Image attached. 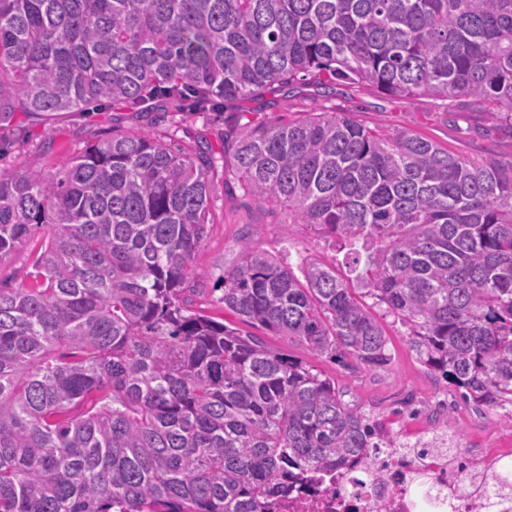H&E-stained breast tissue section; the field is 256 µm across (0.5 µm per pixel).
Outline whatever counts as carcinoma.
Masks as SVG:
<instances>
[{
	"mask_svg": "<svg viewBox=\"0 0 512 512\" xmlns=\"http://www.w3.org/2000/svg\"><path fill=\"white\" fill-rule=\"evenodd\" d=\"M307 77L512 123V0H0V129ZM219 171L365 259L299 278L245 245L225 309L376 369L383 308L421 363L512 413V159L344 112L255 125L218 156L114 133L51 173L0 167V260L43 240L31 283L0 287V512H260L289 473L393 445L310 365L189 308Z\"/></svg>",
	"mask_w": 512,
	"mask_h": 512,
	"instance_id": "cac0c4a2",
	"label": "carcinoma"
}]
</instances>
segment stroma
<instances>
[{
    "instance_id": "stroma-1",
    "label": "stroma",
    "mask_w": 512,
    "mask_h": 512,
    "mask_svg": "<svg viewBox=\"0 0 512 512\" xmlns=\"http://www.w3.org/2000/svg\"><path fill=\"white\" fill-rule=\"evenodd\" d=\"M301 112H347L364 126L405 127L470 158L512 159V124L491 120L469 103L461 101L450 109L444 101L427 95L392 96L349 84L323 89L301 81L290 91L268 90L253 100L228 103L211 112L187 109L174 118H161L155 129L172 145L206 143L218 151L225 137ZM147 123V118L132 110L103 105L37 125L19 113L10 129L0 131V165L55 170L88 143L110 136L112 130L135 133ZM209 209L213 222L196 254L191 299L193 309L215 320L228 325L238 322L220 298L224 271L237 264L243 245L276 253L294 268L305 257L335 263L340 269L345 266L343 253L332 243L314 235L307 225L287 224L285 214L271 212L266 204L245 195L237 181L215 176ZM380 320L388 335L391 362L375 370L335 360L327 353H311L296 339L261 328L255 334L272 350L306 362L335 382L352 406L363 411L378 408L393 430L426 431L445 421L467 447L512 448V423L492 421L489 410H476L454 384L416 359L400 323L385 314Z\"/></svg>"
}]
</instances>
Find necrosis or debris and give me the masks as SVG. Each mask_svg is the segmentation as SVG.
I'll list each match as a JSON object with an SVG mask.
<instances>
[{
  "mask_svg": "<svg viewBox=\"0 0 512 512\" xmlns=\"http://www.w3.org/2000/svg\"><path fill=\"white\" fill-rule=\"evenodd\" d=\"M451 436L445 425L398 434L394 447L296 484L262 512H512V489L497 480L512 448H478L463 461L448 449Z\"/></svg>",
  "mask_w": 512,
  "mask_h": 512,
  "instance_id": "4bbe7bcc",
  "label": "necrosis or debris"
}]
</instances>
